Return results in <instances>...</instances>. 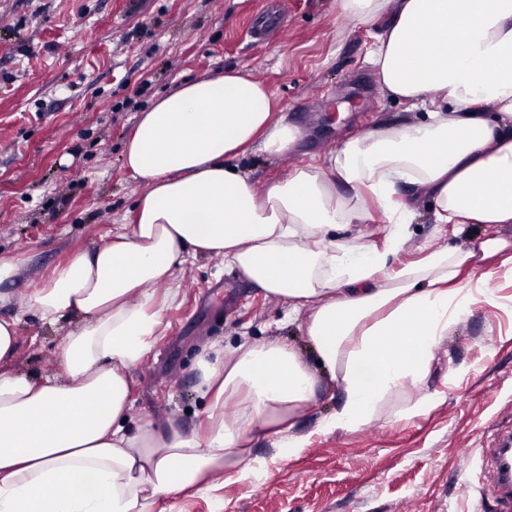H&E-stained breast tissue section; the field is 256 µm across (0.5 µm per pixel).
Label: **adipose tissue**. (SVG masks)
Wrapping results in <instances>:
<instances>
[{"mask_svg":"<svg viewBox=\"0 0 512 512\" xmlns=\"http://www.w3.org/2000/svg\"><path fill=\"white\" fill-rule=\"evenodd\" d=\"M340 5L361 25L392 12L369 62L416 117L349 137L327 163L259 193L238 157L283 156L302 133L249 73L184 83L142 113L123 159L142 187L133 223L30 295L46 324L81 319L62 338V374L15 371L16 322L0 319V512H164L163 497L211 491L226 471L249 477L254 442L273 439L288 457L306 447L295 420L322 374L342 396L320 431L359 429L425 378L449 327L470 314L477 294L460 273L475 252L512 266L497 235L512 224V0ZM419 193L433 223L458 235L483 225L478 250L428 249L395 265ZM375 221L387 229L379 245L359 231ZM212 254L290 313L307 312L302 330L321 368L287 342L246 339L198 359L205 434L174 419L128 431L130 372L161 331L177 271Z\"/></svg>","mask_w":512,"mask_h":512,"instance_id":"1","label":"adipose tissue"}]
</instances>
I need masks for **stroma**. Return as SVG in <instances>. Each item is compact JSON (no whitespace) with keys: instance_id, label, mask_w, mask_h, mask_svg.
<instances>
[{"instance_id":"obj_1","label":"stroma","mask_w":512,"mask_h":512,"mask_svg":"<svg viewBox=\"0 0 512 512\" xmlns=\"http://www.w3.org/2000/svg\"><path fill=\"white\" fill-rule=\"evenodd\" d=\"M388 22L357 24L339 0H0V255L20 270L0 318L19 317V372L55 371L63 336L78 318L45 325L29 296L75 252L128 223L140 186L122 163L142 112L184 80L242 69L275 94L276 109L303 137L290 153L239 158L257 188L328 157L346 136L399 120L407 106L378 91L368 63ZM397 260L419 246L467 249V236L432 223V203ZM494 271L498 303L474 305L438 346L426 377L390 396L354 431L319 430L341 396L322 381L295 430L308 447L281 457L271 441L252 455L265 477L226 473L212 494L189 492L166 512H472L492 501L486 448L512 430V272L499 257H475L473 276ZM162 330L133 368V418L197 432L207 405L195 361L212 343L279 339L300 353L304 314L255 288L218 256L188 261ZM424 396L433 407L401 409Z\"/></svg>"}]
</instances>
